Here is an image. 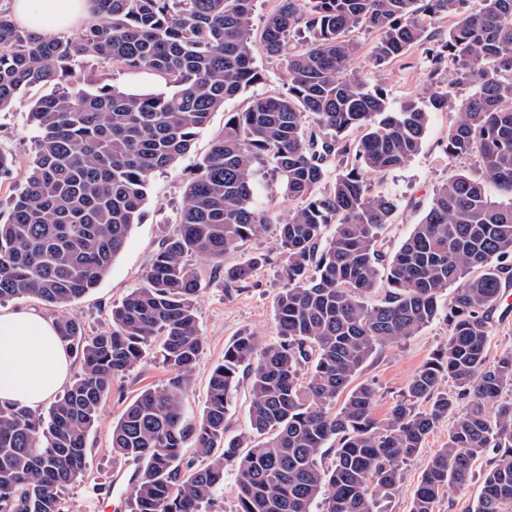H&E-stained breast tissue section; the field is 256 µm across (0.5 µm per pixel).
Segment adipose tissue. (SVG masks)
Masks as SVG:
<instances>
[{"mask_svg":"<svg viewBox=\"0 0 512 512\" xmlns=\"http://www.w3.org/2000/svg\"><path fill=\"white\" fill-rule=\"evenodd\" d=\"M12 17L37 34L64 33L91 20V0H13ZM70 363L54 321L0 309V401L40 408L66 383Z\"/></svg>","mask_w":512,"mask_h":512,"instance_id":"adipose-tissue-1","label":"adipose tissue"}]
</instances>
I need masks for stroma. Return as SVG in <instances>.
I'll return each instance as SVG.
<instances>
[{"label": "stroma", "instance_id": "stroma-1", "mask_svg": "<svg viewBox=\"0 0 512 512\" xmlns=\"http://www.w3.org/2000/svg\"><path fill=\"white\" fill-rule=\"evenodd\" d=\"M353 38L359 46L352 61L353 69L362 72L369 85L385 89L391 108H399L406 99L429 88L422 47H413L397 62L378 68L371 60L377 33L358 30ZM255 65L264 75L262 83L227 100L223 109L213 113L208 126L196 136L189 153L175 167L153 176L140 221L133 225L125 248L113 260L98 286L71 308L73 314L85 321L88 330H104L112 305L120 303L130 290L142 284L151 254L175 222L192 163L208 153L214 135L222 130L229 114L244 111L253 96L286 92L287 73L277 59L259 50L255 53ZM31 100L28 94L18 96L11 110L0 114V144L12 148L19 159L12 179L0 183V218L7 215L10 197L23 180L26 166L35 154L36 134L27 121ZM453 120V113H433L419 153L401 168L370 177L374 191L393 195L400 201L398 210L383 230L390 247H398L409 236L423 217L434 187L448 174L462 170L475 178L482 175L476 158H451L444 152L443 145ZM257 255L264 257V265L252 280L230 294L224 291L223 271L204 261L197 264L202 281L197 309L204 350L183 393V408L188 418H198L210 372L223 360L225 346L234 340L239 330L253 329L270 344L278 339L274 301L285 281L281 276L274 233L252 239L227 254L224 261L231 265ZM447 338L448 325L438 318L416 335L377 350L359 376L361 382L373 385L376 390L373 408L376 419L387 417L412 376ZM168 379L169 374L162 363L148 357L113 380L112 390L103 403L101 419L87 441L88 467L66 496L68 512H130L126 491H119L105 503L95 496L97 487L108 484L121 470L133 467L132 462L113 457L112 426L141 390L164 385ZM447 440L448 428L440 426L407 461L399 488L388 505L389 512H410L423 470Z\"/></svg>", "mask_w": 512, "mask_h": 512}]
</instances>
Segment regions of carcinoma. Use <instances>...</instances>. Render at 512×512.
Masks as SVG:
<instances>
[{
  "label": "carcinoma",
  "mask_w": 512,
  "mask_h": 512,
  "mask_svg": "<svg viewBox=\"0 0 512 512\" xmlns=\"http://www.w3.org/2000/svg\"><path fill=\"white\" fill-rule=\"evenodd\" d=\"M92 2L94 20L75 38L35 34L0 7V112L36 87H57L28 112L37 150L0 221V301L33 297L64 309L97 287L138 223L153 175L189 152L225 100L263 80L256 47L281 61L288 89L257 95L224 121L194 165L144 284L112 306L105 330L89 334L72 314L56 320L82 373L44 413L0 403V512H65L64 490L87 468V439L112 381L151 349L169 383L143 390L112 426V455L144 464L128 493L131 512H206L229 464L236 512H312L319 499L323 512H381L403 462L445 421L448 441L422 472L411 512H435L484 458L472 512H512V349L486 359L493 314L512 286V0H478L477 8L473 0H279L258 41L254 0ZM446 17L448 31L428 33ZM301 28L303 42L290 45ZM361 28L378 33L373 65L429 42L430 77L450 63L469 94L456 100L439 88L392 111L385 90L350 69L358 45L349 34ZM81 58L154 74L164 89L118 90L83 70ZM447 109L455 119L445 152L478 157L485 180L509 202L453 173L391 251L382 232L397 200L373 192L367 174L408 162L431 112ZM354 129L361 136L350 144ZM261 164L293 203L283 219L257 205ZM15 166L1 144L0 181ZM328 224L336 225L329 238ZM272 228L286 279L274 305L279 341L240 331L210 373L198 419L189 420L182 385L204 348L193 260L224 269L229 292L264 258L226 266L224 254ZM381 271L387 288L370 305ZM439 316L447 341L376 420L374 388L352 382L378 347ZM242 374L249 424L229 439L225 418ZM327 446L334 459L326 466Z\"/></svg>",
  "instance_id": "carcinoma-1"
}]
</instances>
